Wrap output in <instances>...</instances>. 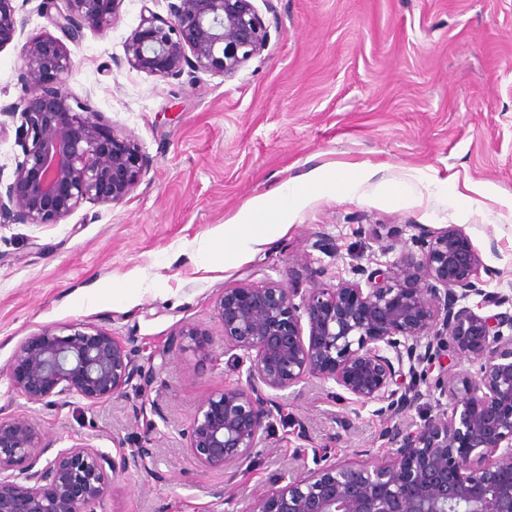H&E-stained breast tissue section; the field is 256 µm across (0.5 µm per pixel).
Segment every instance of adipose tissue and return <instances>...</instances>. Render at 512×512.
I'll list each match as a JSON object with an SVG mask.
<instances>
[{
	"instance_id": "obj_1",
	"label": "adipose tissue",
	"mask_w": 512,
	"mask_h": 512,
	"mask_svg": "<svg viewBox=\"0 0 512 512\" xmlns=\"http://www.w3.org/2000/svg\"><path fill=\"white\" fill-rule=\"evenodd\" d=\"M311 184L335 186V166H321L309 180H290L282 183L273 195L252 199L240 219L224 227V239L230 244L231 257H246L255 245L285 234L289 229L290 212L303 203Z\"/></svg>"
}]
</instances>
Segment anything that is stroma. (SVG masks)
Segmentation results:
<instances>
[{"label": "stroma", "instance_id": "stroma-1", "mask_svg": "<svg viewBox=\"0 0 512 512\" xmlns=\"http://www.w3.org/2000/svg\"><path fill=\"white\" fill-rule=\"evenodd\" d=\"M40 3L13 0L24 27L0 48V107L24 94L17 56L48 27ZM254 4L269 44L230 77L129 69L124 45L142 0H123L107 32L84 30L69 90L132 135L153 167L122 204L87 205L57 224H0V411L38 417L56 451H153L119 474L101 512H253L319 457L384 460L391 421L413 431L447 408L433 390L393 420L373 403L333 401L314 379L281 396L250 469L199 467L183 432L212 392L246 378L213 313L223 289L268 278L333 287L351 279L357 256L389 262L420 232L453 224L481 255L484 289L512 297V0ZM328 163L343 179L355 164L371 172L353 191L312 189L286 234L226 257L224 227L250 200ZM409 180L415 192H403ZM463 185L470 198L455 201ZM88 324L123 338L153 370L151 390L97 405L27 403L11 386L19 346L47 327Z\"/></svg>", "mask_w": 512, "mask_h": 512}]
</instances>
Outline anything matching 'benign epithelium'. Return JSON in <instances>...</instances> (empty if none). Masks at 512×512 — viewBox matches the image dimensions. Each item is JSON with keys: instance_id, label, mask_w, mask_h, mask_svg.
Returning a JSON list of instances; mask_svg holds the SVG:
<instances>
[{"instance_id": "1", "label": "benign epithelium", "mask_w": 512, "mask_h": 512, "mask_svg": "<svg viewBox=\"0 0 512 512\" xmlns=\"http://www.w3.org/2000/svg\"><path fill=\"white\" fill-rule=\"evenodd\" d=\"M122 0H42L41 14L76 44L84 29L105 32ZM168 18L143 5L125 45L129 68L161 78L185 72L233 76L267 47L270 34L253 0H169ZM23 22L0 0V48ZM27 95L16 140L22 148L12 182L0 191L1 224H57L83 206L127 200L152 167L129 135L67 88L74 61L64 40L44 31L18 54ZM416 250L385 268L360 263L335 288L318 280L301 290L267 279L224 289L214 300L224 351L246 383L213 392L195 411L184 448L200 466L239 469L263 442L285 392L317 378L332 396L384 405L393 417L414 407L426 381L419 367L438 362L432 386L448 411L414 431H386L390 456L377 463H327L275 487L253 512H512V314L479 309L511 298L481 288L479 252L454 225L413 238ZM510 334H504V330ZM457 355L476 375L448 368ZM409 365L412 384L400 383ZM13 386L28 402L62 407L72 398L105 402L151 374L121 339L92 326L59 335L50 327L27 338L14 357ZM26 415L0 413V512H98L120 470L148 449L114 458L89 444L57 452Z\"/></svg>"}]
</instances>
